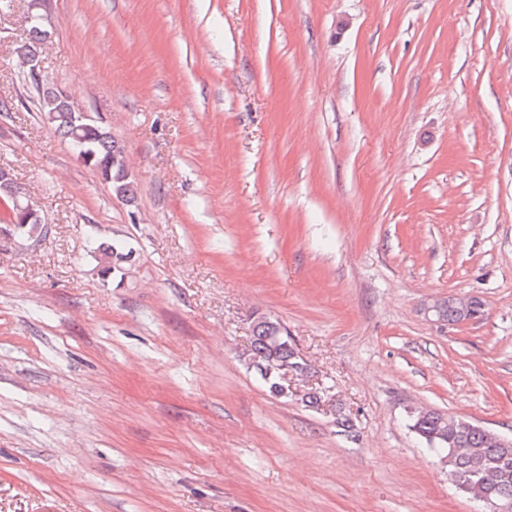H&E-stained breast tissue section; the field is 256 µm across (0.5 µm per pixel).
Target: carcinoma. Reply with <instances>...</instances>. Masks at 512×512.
Listing matches in <instances>:
<instances>
[{
  "label": "carcinoma",
  "mask_w": 512,
  "mask_h": 512,
  "mask_svg": "<svg viewBox=\"0 0 512 512\" xmlns=\"http://www.w3.org/2000/svg\"><path fill=\"white\" fill-rule=\"evenodd\" d=\"M45 23L26 24L24 47L35 51L41 45L40 31ZM37 92V109L42 121L67 140L71 147L79 148L77 159L95 171L109 185L112 194L126 205L136 200V182L125 159L124 146L112 137L102 122L90 118L78 131L80 139L72 137L74 112L59 98L61 90L43 87L32 82ZM132 250L121 240L101 243L93 249L95 268L101 278L125 279L130 269ZM250 352L244 361H254V370L265 382L270 393L280 383L281 375L288 372L294 347L286 328L269 317L254 323L249 343ZM409 428L436 454L448 469L451 481L473 480L471 497L490 495L512 500V448L499 447L498 433L480 426L462 428L459 419L440 410L416 408L408 412Z\"/></svg>",
  "instance_id": "1"
}]
</instances>
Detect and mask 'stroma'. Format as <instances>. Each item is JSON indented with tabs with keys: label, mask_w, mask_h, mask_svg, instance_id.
<instances>
[{
	"label": "stroma",
	"mask_w": 512,
	"mask_h": 512,
	"mask_svg": "<svg viewBox=\"0 0 512 512\" xmlns=\"http://www.w3.org/2000/svg\"><path fill=\"white\" fill-rule=\"evenodd\" d=\"M26 6L0 167L46 226L0 223V512H473L406 412L512 435V0H45L43 78L130 207L42 122ZM451 294L483 316L430 321ZM262 314L310 366L285 399L241 357ZM25 58L30 75L41 82L40 55L36 53ZM28 78L37 92V109L42 121L69 142L77 159L85 167L95 171L109 185L118 200L126 205H133L136 200V182L127 166L124 146L112 137L106 125L84 113L79 120L90 119L85 120L84 127L78 131L81 137L79 141L74 139L73 122L77 112L72 111L69 102L65 103L59 98L61 90L42 87L29 76ZM77 145L83 155L75 151ZM29 203L33 208L30 205L19 206V214H20L21 219L27 220V221H29L35 217L36 214L33 213V209L36 212H39L41 215V212L39 211V209H37L30 201H29ZM42 217H41V219H42ZM16 226H17V229L13 230V232L21 237L28 239V238H33L34 236L38 237L41 234V232L43 231V228L45 225H44L43 221L39 222L37 220H31L27 224H16ZM132 250L126 248L121 240L112 243H100L92 251L96 262L95 268L100 278H118L120 282L130 273V268L124 264L130 261Z\"/></svg>",
	"instance_id": "stroma-1"
}]
</instances>
